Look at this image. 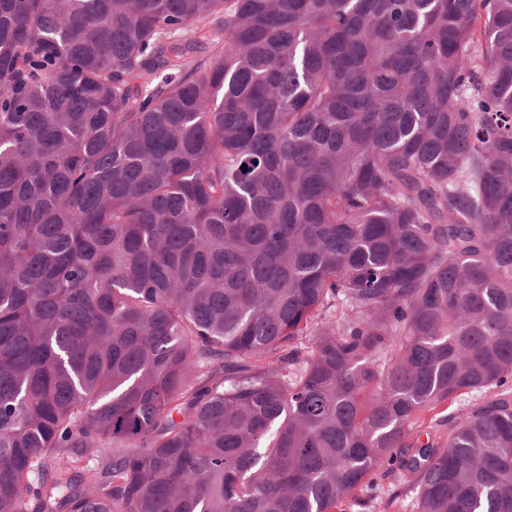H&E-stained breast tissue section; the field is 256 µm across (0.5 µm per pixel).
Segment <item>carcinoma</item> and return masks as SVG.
<instances>
[{"instance_id": "obj_1", "label": "carcinoma", "mask_w": 512, "mask_h": 512, "mask_svg": "<svg viewBox=\"0 0 512 512\" xmlns=\"http://www.w3.org/2000/svg\"><path fill=\"white\" fill-rule=\"evenodd\" d=\"M390 472L512 512V0H0V512Z\"/></svg>"}]
</instances>
